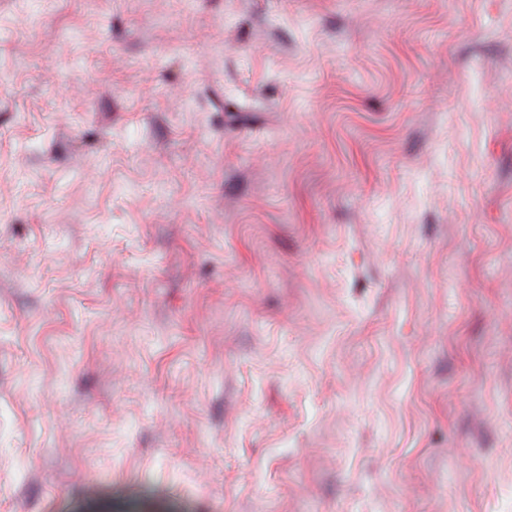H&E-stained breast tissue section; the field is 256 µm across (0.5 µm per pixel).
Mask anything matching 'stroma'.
<instances>
[{
    "label": "stroma",
    "instance_id": "35a3bbf8",
    "mask_svg": "<svg viewBox=\"0 0 512 512\" xmlns=\"http://www.w3.org/2000/svg\"><path fill=\"white\" fill-rule=\"evenodd\" d=\"M0 512H512V0H0Z\"/></svg>",
    "mask_w": 512,
    "mask_h": 512
}]
</instances>
